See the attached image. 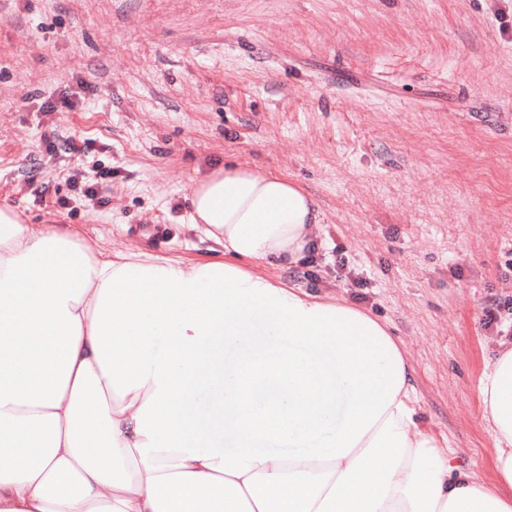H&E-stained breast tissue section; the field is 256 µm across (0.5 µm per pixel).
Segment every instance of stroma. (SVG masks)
<instances>
[{
  "instance_id": "stroma-1",
  "label": "stroma",
  "mask_w": 512,
  "mask_h": 512,
  "mask_svg": "<svg viewBox=\"0 0 512 512\" xmlns=\"http://www.w3.org/2000/svg\"><path fill=\"white\" fill-rule=\"evenodd\" d=\"M227 164L318 219L314 278L246 270L386 322L420 429L498 487L479 386L505 340L483 309L512 297V0H0V206L192 265L219 254L192 189Z\"/></svg>"
}]
</instances>
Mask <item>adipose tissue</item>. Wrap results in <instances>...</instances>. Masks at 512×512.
<instances>
[{"label": "adipose tissue", "instance_id": "1", "mask_svg": "<svg viewBox=\"0 0 512 512\" xmlns=\"http://www.w3.org/2000/svg\"><path fill=\"white\" fill-rule=\"evenodd\" d=\"M192 206L221 259L115 261L0 209V512H512V492L453 471L419 429L386 324L244 269L303 257L310 195L228 165ZM132 336L127 372L115 352ZM481 395L512 489V348Z\"/></svg>", "mask_w": 512, "mask_h": 512}]
</instances>
